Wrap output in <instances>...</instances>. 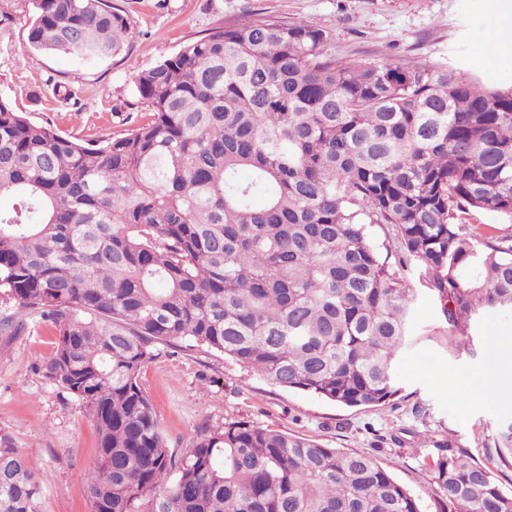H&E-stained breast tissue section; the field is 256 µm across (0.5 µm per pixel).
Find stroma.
<instances>
[{"instance_id":"obj_1","label":"stroma","mask_w":512,"mask_h":512,"mask_svg":"<svg viewBox=\"0 0 512 512\" xmlns=\"http://www.w3.org/2000/svg\"><path fill=\"white\" fill-rule=\"evenodd\" d=\"M131 20L128 50L111 61L82 65L59 55L22 62L27 50L23 0H0V99L31 121L50 123L84 142L120 137L146 123L137 75L187 43L245 18L273 17L324 29L339 60L420 61L474 69L487 87L512 86V50L489 38L492 0H112ZM72 86L75 102L56 96ZM418 292L412 338L396 369L395 407L347 408L246 375L222 354L159 345L140 375L170 454L181 455L203 426L246 421L306 436L332 448L373 455L409 491L422 512H437L422 467L426 436H447L478 461H495L499 429L512 407L478 397L494 368L491 339L512 330V316L485 318L477 336L460 345L448 334L439 302L416 267ZM49 323L20 336H0V435L22 448L40 479L41 512H91L86 477L96 461L97 436L79 401L52 385L41 367L53 352ZM468 377L475 397L449 396V377Z\"/></svg>"}]
</instances>
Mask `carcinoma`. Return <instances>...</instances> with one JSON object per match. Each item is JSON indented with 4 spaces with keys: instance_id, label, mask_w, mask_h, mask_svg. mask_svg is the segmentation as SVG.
<instances>
[{
    "instance_id": "1",
    "label": "carcinoma",
    "mask_w": 512,
    "mask_h": 512,
    "mask_svg": "<svg viewBox=\"0 0 512 512\" xmlns=\"http://www.w3.org/2000/svg\"><path fill=\"white\" fill-rule=\"evenodd\" d=\"M24 2L29 59L98 64L126 47L112 0ZM326 42L274 18L218 28L138 74L152 119L115 139L78 142L0 99V335L54 327L45 376L99 440L91 512H421L373 457L257 424L205 428L173 456L139 384L156 345L181 343L380 407L401 391L410 264L455 339L512 312V88L338 61ZM424 446L448 512H512L498 468L447 437ZM495 447L512 467V424ZM40 500L0 436V512Z\"/></svg>"
}]
</instances>
